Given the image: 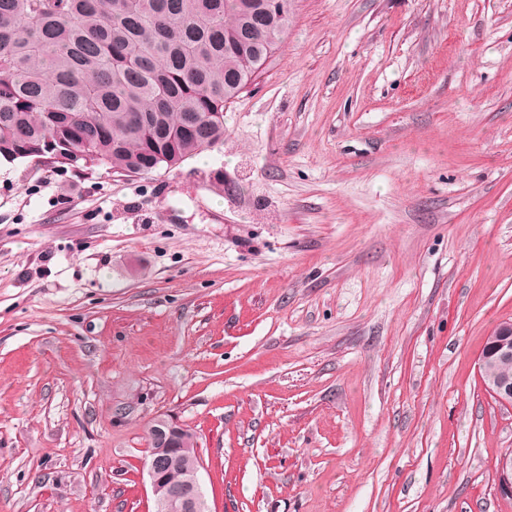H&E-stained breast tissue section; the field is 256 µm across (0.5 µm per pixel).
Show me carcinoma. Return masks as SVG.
Segmentation results:
<instances>
[{"instance_id":"obj_1","label":"carcinoma","mask_w":512,"mask_h":512,"mask_svg":"<svg viewBox=\"0 0 512 512\" xmlns=\"http://www.w3.org/2000/svg\"><path fill=\"white\" fill-rule=\"evenodd\" d=\"M0 0V157L147 174L224 143L291 0Z\"/></svg>"}]
</instances>
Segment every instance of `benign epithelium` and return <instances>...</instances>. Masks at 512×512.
I'll return each instance as SVG.
<instances>
[{"instance_id":"obj_1","label":"benign epithelium","mask_w":512,"mask_h":512,"mask_svg":"<svg viewBox=\"0 0 512 512\" xmlns=\"http://www.w3.org/2000/svg\"><path fill=\"white\" fill-rule=\"evenodd\" d=\"M509 359H512V322H504L491 333L489 344L478 358V369L485 392L500 405L512 407V377L498 371L499 363ZM180 432L177 422L158 418L149 434L148 476L155 512H208L200 484L198 449L177 447L175 440ZM185 461L191 462L186 477L176 484L168 482L169 469ZM497 472L500 491L512 496L511 456L499 459Z\"/></svg>"}]
</instances>
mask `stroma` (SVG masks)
<instances>
[{
	"instance_id": "stroma-1",
	"label": "stroma",
	"mask_w": 512,
	"mask_h": 512,
	"mask_svg": "<svg viewBox=\"0 0 512 512\" xmlns=\"http://www.w3.org/2000/svg\"><path fill=\"white\" fill-rule=\"evenodd\" d=\"M512 0H293L180 167L0 162V512H512ZM490 336L478 358L481 383L500 405L512 407V378L497 369L500 362L512 359V322L500 324ZM154 424L149 434L152 449L150 452L148 448V476L155 512H208L200 484L201 464L197 444L196 448H192L196 435L185 428L178 448L175 440L181 432L180 424L165 418L156 419ZM185 461H191L186 477L176 484L167 482L169 469Z\"/></svg>"
}]
</instances>
